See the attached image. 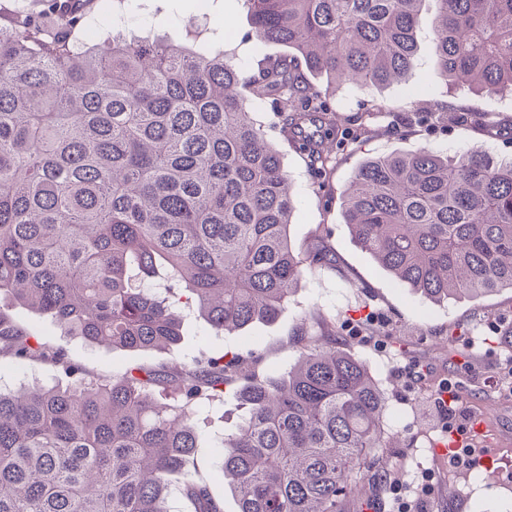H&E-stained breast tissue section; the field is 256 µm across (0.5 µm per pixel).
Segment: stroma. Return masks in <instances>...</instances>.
<instances>
[{"mask_svg": "<svg viewBox=\"0 0 512 512\" xmlns=\"http://www.w3.org/2000/svg\"><path fill=\"white\" fill-rule=\"evenodd\" d=\"M197 7L198 0H133L135 13L149 17L153 34L178 43L186 40L183 19L195 15ZM226 15L234 27L224 49L234 62L250 68L262 55L281 54V47H262L249 38L247 12L239 0H211L207 26L217 28ZM435 17L433 0H427L416 32L418 58L404 81L381 89L340 86L333 91L329 102L350 135L334 150L335 163L326 178H315L304 158L272 127L270 105L255 103L256 116L282 152L294 185L292 243L303 251L323 241L336 251L335 266L306 271L275 320L218 332L199 316L194 304L181 302L175 306L182 324L180 341L142 352L89 345L51 316L18 304L6 301L0 308L42 343L62 350L68 364L84 377L98 380L112 379L132 365L174 372L192 359L227 351L252 355L259 371L284 374L297 360L293 344L303 323L311 314H320L335 323L337 343L366 362L385 396L383 423L395 441L376 463L382 480H361L345 503V512H359L365 500L373 502L375 512H395L397 497H408L409 484L419 477L431 489V512H512V387L496 390L490 385L505 356L502 338L512 328V289L477 299L433 302L378 267L353 240L341 215L342 194L366 158L420 148L454 157L473 147L512 158V95L450 86L441 79L433 54ZM377 106L382 109L378 115L373 112ZM467 112L485 117V124L464 122ZM54 382L68 384L61 368L0 352V386ZM447 382L465 391L464 405L470 412L487 417L488 430L472 438V447L497 443L507 464L491 470L474 468L465 481L447 460L433 458L432 442L448 438L435 406ZM244 414L232 384L197 422L198 470L210 479L224 512H237L238 505L215 474L217 447L237 429Z\"/></svg>", "mask_w": 512, "mask_h": 512, "instance_id": "1", "label": "stroma"}]
</instances>
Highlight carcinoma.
<instances>
[{"label":"carcinoma","instance_id":"cac0c4a2","mask_svg":"<svg viewBox=\"0 0 512 512\" xmlns=\"http://www.w3.org/2000/svg\"><path fill=\"white\" fill-rule=\"evenodd\" d=\"M95 0L0 11V298L48 314L91 345L148 351L181 322L149 283L180 286L217 331L272 321L306 268L279 151L253 117L322 174L339 135L327 90L404 80L426 0H243L252 37L288 48L245 77L207 30L189 47L112 22ZM440 77L512 94V0H434ZM358 245L434 302L512 288V159L473 149L370 157L343 193ZM65 365L0 312V349ZM297 362L253 373L246 416L221 442L238 512H345L361 465L387 447L385 398L336 325L305 322ZM239 355L171 377L133 366L108 382L0 390V512H224L195 455L200 406L241 378Z\"/></svg>","mask_w":512,"mask_h":512}]
</instances>
